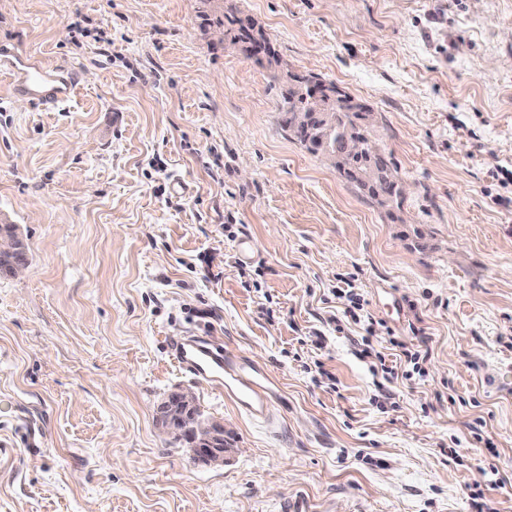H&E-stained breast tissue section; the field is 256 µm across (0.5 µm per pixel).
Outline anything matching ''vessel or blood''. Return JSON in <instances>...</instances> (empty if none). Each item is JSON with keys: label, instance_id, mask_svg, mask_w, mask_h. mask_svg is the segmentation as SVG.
Wrapping results in <instances>:
<instances>
[{"label": "vessel or blood", "instance_id": "1", "mask_svg": "<svg viewBox=\"0 0 512 512\" xmlns=\"http://www.w3.org/2000/svg\"><path fill=\"white\" fill-rule=\"evenodd\" d=\"M0 73L11 80L10 95L29 104L54 109L66 104L78 82L75 68L67 62L43 64L0 42ZM177 366L194 378H203L225 390L236 404L254 418H270L272 401L267 373L241 356H231L210 337L188 333L169 339Z\"/></svg>", "mask_w": 512, "mask_h": 512}]
</instances>
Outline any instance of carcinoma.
<instances>
[{"label":"carcinoma","instance_id":"carcinoma-1","mask_svg":"<svg viewBox=\"0 0 512 512\" xmlns=\"http://www.w3.org/2000/svg\"><path fill=\"white\" fill-rule=\"evenodd\" d=\"M213 24L222 30L224 37L230 39L234 44L263 43L266 54L252 55L255 61L260 62L266 58L270 62H279L271 40L262 30L255 28V23L250 16L223 13L215 18ZM275 78L283 83L279 112L282 114V126L288 136L301 145H306L312 133L311 128L301 121L302 113H329L328 119H336L339 124L349 128L352 133L364 140L366 160L376 171L383 174L384 182L376 189L369 187L359 174V160L348 156L335 158L333 167L339 176L373 203L386 209L387 212L402 209L406 195L401 190L392 154L373 142L364 125V120L371 109L356 101L336 84L332 82L326 84L313 75L298 74L283 69L275 75ZM314 87H323L325 92L315 98L312 94Z\"/></svg>","mask_w":512,"mask_h":512}]
</instances>
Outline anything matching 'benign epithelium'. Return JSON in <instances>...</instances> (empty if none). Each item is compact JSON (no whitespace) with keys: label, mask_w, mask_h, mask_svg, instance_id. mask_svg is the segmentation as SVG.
<instances>
[{"label":"benign epithelium","mask_w":512,"mask_h":512,"mask_svg":"<svg viewBox=\"0 0 512 512\" xmlns=\"http://www.w3.org/2000/svg\"><path fill=\"white\" fill-rule=\"evenodd\" d=\"M157 413L168 434H177L188 444L192 458L207 465H220L235 449L226 447L229 430L224 423L203 418L195 412V395L181 390L157 407Z\"/></svg>","instance_id":"benign-epithelium-1"}]
</instances>
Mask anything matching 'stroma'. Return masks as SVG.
<instances>
[{
  "mask_svg": "<svg viewBox=\"0 0 512 512\" xmlns=\"http://www.w3.org/2000/svg\"><path fill=\"white\" fill-rule=\"evenodd\" d=\"M225 2L370 107L407 201L290 139L272 69L198 0H0L1 42L79 73L53 110L0 74V222L30 260L0 274V512H472L478 486L512 512V0ZM348 273L391 330L373 359ZM202 329L268 373L274 424L174 364ZM181 389L224 464L162 430ZM355 275L349 277V279H340L341 282L347 285L345 289H339L336 291L337 298L344 299L347 303V307L345 308L344 314L349 316L354 320V322H360L359 316L356 314L355 310L363 309V299L361 295L357 293L355 290Z\"/></svg>",
  "mask_w": 512,
  "mask_h": 512,
  "instance_id": "35a3bbf8",
  "label": "stroma"
}]
</instances>
